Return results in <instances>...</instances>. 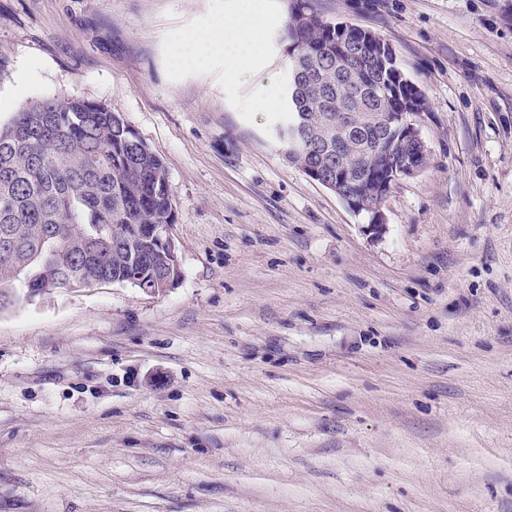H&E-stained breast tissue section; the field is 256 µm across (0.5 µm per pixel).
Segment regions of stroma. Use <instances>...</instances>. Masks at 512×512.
<instances>
[{"instance_id":"1","label":"stroma","mask_w":512,"mask_h":512,"mask_svg":"<svg viewBox=\"0 0 512 512\" xmlns=\"http://www.w3.org/2000/svg\"><path fill=\"white\" fill-rule=\"evenodd\" d=\"M0 0V125L107 104L169 173L181 277L0 311V512H512V0H314L421 88L428 160L372 233L288 163L289 0ZM235 11L225 13L204 31L186 32L180 36L173 52L177 65L206 66L223 57L229 69L252 55L257 33L264 25V14L255 0H240Z\"/></svg>"}]
</instances>
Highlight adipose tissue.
Instances as JSON below:
<instances>
[{
  "instance_id": "adipose-tissue-1",
  "label": "adipose tissue",
  "mask_w": 512,
  "mask_h": 512,
  "mask_svg": "<svg viewBox=\"0 0 512 512\" xmlns=\"http://www.w3.org/2000/svg\"><path fill=\"white\" fill-rule=\"evenodd\" d=\"M263 25L264 14L255 0H241L236 10L225 13L204 31L180 36L173 61L178 65L203 67L220 58L228 68H235L242 59L252 55Z\"/></svg>"
}]
</instances>
